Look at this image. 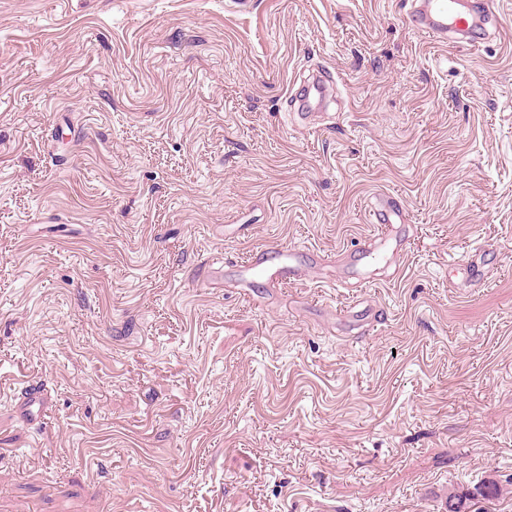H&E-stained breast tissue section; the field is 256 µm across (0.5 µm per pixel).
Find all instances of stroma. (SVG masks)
Returning a JSON list of instances; mask_svg holds the SVG:
<instances>
[{
  "label": "stroma",
  "instance_id": "stroma-1",
  "mask_svg": "<svg viewBox=\"0 0 512 512\" xmlns=\"http://www.w3.org/2000/svg\"><path fill=\"white\" fill-rule=\"evenodd\" d=\"M498 3L474 50L410 0H0V512H445L489 483L474 512H512ZM317 68L336 102L304 124ZM380 192L411 233L367 287L208 275L352 249ZM334 78L329 71L319 72L304 81L299 91L295 94L294 106L297 105L296 115L302 120L308 119L312 112H306L312 106V100L319 102L323 99L330 87L334 86ZM24 412L33 421L41 420L49 405V394L44 389L32 385L23 397Z\"/></svg>",
  "mask_w": 512,
  "mask_h": 512
}]
</instances>
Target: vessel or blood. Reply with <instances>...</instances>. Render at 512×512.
Listing matches in <instances>:
<instances>
[{
	"label": "vessel or blood",
	"instance_id": "1",
	"mask_svg": "<svg viewBox=\"0 0 512 512\" xmlns=\"http://www.w3.org/2000/svg\"><path fill=\"white\" fill-rule=\"evenodd\" d=\"M496 5L497 0H411L409 22L417 33L440 44L472 46L487 39V24L495 15ZM333 85L334 79L327 71L304 81L294 98L298 117L308 119L313 100L323 99ZM372 208L381 229L364 240L360 252L375 260L382 252L401 250L406 217L402 207L387 194L376 196ZM238 273L243 285L259 279L267 287L277 288L304 279L308 270L298 262L294 250L259 247L239 262ZM48 405L47 392L30 386L23 400L27 416L34 421L41 419Z\"/></svg>",
	"mask_w": 512,
	"mask_h": 512
}]
</instances>
